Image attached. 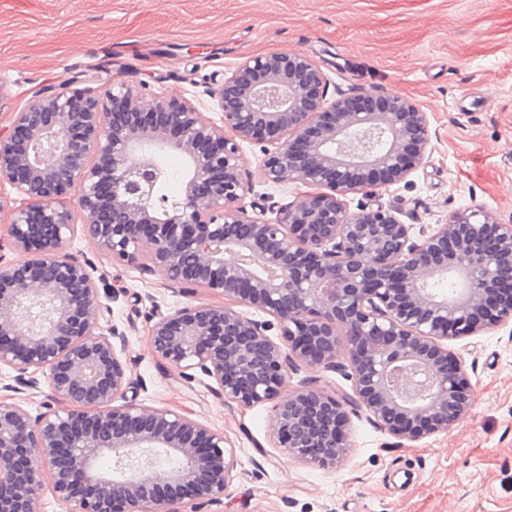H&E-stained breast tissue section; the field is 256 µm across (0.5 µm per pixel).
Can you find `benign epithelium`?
Returning <instances> with one entry per match:
<instances>
[{
  "label": "benign epithelium",
  "instance_id": "1",
  "mask_svg": "<svg viewBox=\"0 0 512 512\" xmlns=\"http://www.w3.org/2000/svg\"><path fill=\"white\" fill-rule=\"evenodd\" d=\"M328 86L310 57L271 52L209 89L218 123L119 79L98 92L64 81L0 127V239L23 255L0 261V370L12 391L43 383L59 404L34 415L0 400V512H44L47 492L65 512L221 505L237 465L224 432L136 401L126 331L64 252L78 223L112 259L222 298L157 315L150 351L227 402L272 405L293 459L339 463L353 405L410 441L466 417L471 382L448 341L512 322V224L474 209L413 231L377 197L423 164L428 113L376 89L330 101ZM246 144L263 146L260 182L306 187L273 220L245 203ZM171 156L184 167L173 197ZM351 195L366 199L354 212ZM450 275L454 295L428 288ZM240 305L272 316L281 341ZM340 348L353 394L290 386L301 364L336 368Z\"/></svg>",
  "mask_w": 512,
  "mask_h": 512
}]
</instances>
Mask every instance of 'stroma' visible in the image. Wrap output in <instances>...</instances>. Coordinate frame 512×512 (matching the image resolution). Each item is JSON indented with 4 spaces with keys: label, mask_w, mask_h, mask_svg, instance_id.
Here are the masks:
<instances>
[{
    "label": "stroma",
    "mask_w": 512,
    "mask_h": 512,
    "mask_svg": "<svg viewBox=\"0 0 512 512\" xmlns=\"http://www.w3.org/2000/svg\"><path fill=\"white\" fill-rule=\"evenodd\" d=\"M294 51L316 60L330 95L377 88L428 112L432 150L407 184L381 191L404 223L435 226L480 208L512 221V0H0V124L62 81L115 79L191 99L241 60ZM66 253L114 289L138 400L223 430L237 466L224 512H512V325L449 341L472 384L469 414L448 431L400 440L350 414L335 466L275 447L270 406L221 400L211 381L160 367L150 316L186 303L161 273L103 255L74 232Z\"/></svg>",
    "instance_id": "1"
}]
</instances>
